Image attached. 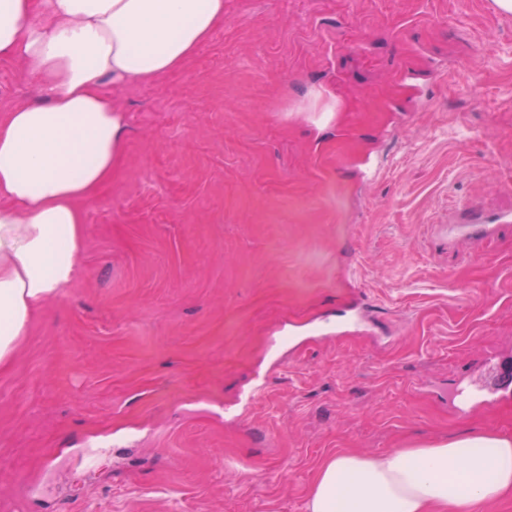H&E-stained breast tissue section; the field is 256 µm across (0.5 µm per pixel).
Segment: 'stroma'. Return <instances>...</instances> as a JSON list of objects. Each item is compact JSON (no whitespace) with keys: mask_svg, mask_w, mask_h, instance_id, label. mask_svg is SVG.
Returning a JSON list of instances; mask_svg holds the SVG:
<instances>
[{"mask_svg":"<svg viewBox=\"0 0 512 512\" xmlns=\"http://www.w3.org/2000/svg\"><path fill=\"white\" fill-rule=\"evenodd\" d=\"M128 115L0 371V512H306L321 463L512 434V13L224 0ZM0 61V114L39 99ZM471 211L459 215L457 223L448 226V231L458 241H467L476 237L488 238L491 236L492 226L489 224H472Z\"/></svg>","mask_w":512,"mask_h":512,"instance_id":"obj_1","label":"stroma"}]
</instances>
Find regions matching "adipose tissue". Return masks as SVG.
I'll return each mask as SVG.
<instances>
[{
    "mask_svg": "<svg viewBox=\"0 0 512 512\" xmlns=\"http://www.w3.org/2000/svg\"><path fill=\"white\" fill-rule=\"evenodd\" d=\"M224 0H0V59L43 99L0 115V368L80 271L82 205L115 173L127 115L103 90L182 68ZM512 493V435L494 430L321 464L306 512H478Z\"/></svg>",
    "mask_w": 512,
    "mask_h": 512,
    "instance_id": "ef3b65f1",
    "label": "adipose tissue"
}]
</instances>
